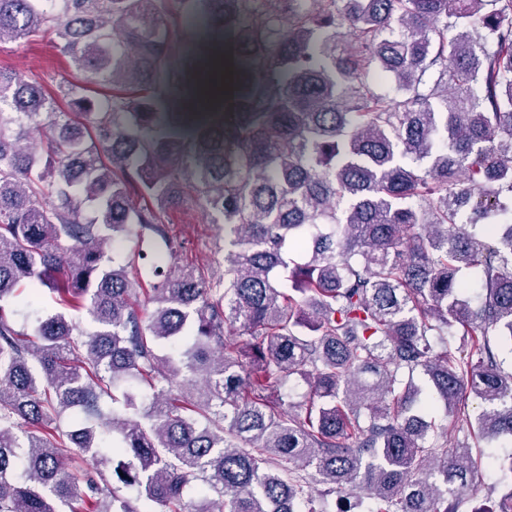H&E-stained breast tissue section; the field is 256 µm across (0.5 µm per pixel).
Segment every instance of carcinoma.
Here are the masks:
<instances>
[{
    "instance_id": "cac0c4a2",
    "label": "carcinoma",
    "mask_w": 512,
    "mask_h": 512,
    "mask_svg": "<svg viewBox=\"0 0 512 512\" xmlns=\"http://www.w3.org/2000/svg\"><path fill=\"white\" fill-rule=\"evenodd\" d=\"M192 4L0 0V44L52 31L112 86L61 112L0 70V512H185L194 487V512H460L485 465L500 494L471 512H512V449L471 445L512 443V0ZM187 192L222 276L180 264ZM43 288L95 328L16 329L1 303ZM136 380L135 415L106 412Z\"/></svg>"
}]
</instances>
